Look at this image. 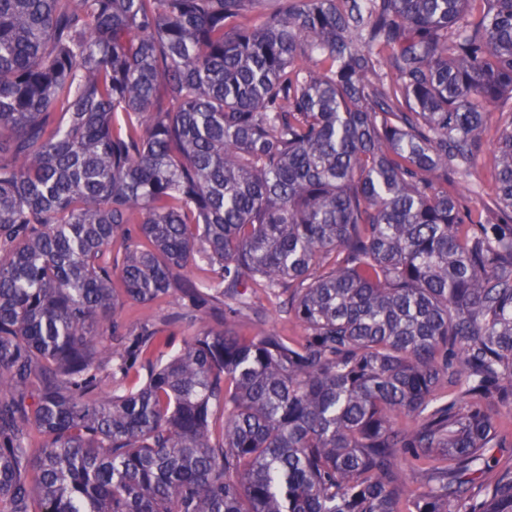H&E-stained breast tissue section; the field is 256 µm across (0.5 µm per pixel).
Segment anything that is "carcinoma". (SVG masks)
Returning <instances> with one entry per match:
<instances>
[{"label":"carcinoma","mask_w":512,"mask_h":512,"mask_svg":"<svg viewBox=\"0 0 512 512\" xmlns=\"http://www.w3.org/2000/svg\"><path fill=\"white\" fill-rule=\"evenodd\" d=\"M510 437L512 0H0V512H512ZM485 121L482 137L485 142L484 155L476 163L467 178L470 186L481 188L490 192L489 188L494 181V145L502 125L501 113L495 106H490L485 111ZM252 301L268 328H274L286 336L302 335V328L293 316L284 312L283 309H279L261 291L252 294ZM169 310V306L165 303L160 306L154 305L151 307H134L127 310L123 314V319L126 322L128 330L136 331L140 325L147 320H155L159 322L164 314Z\"/></svg>","instance_id":"1"}]
</instances>
